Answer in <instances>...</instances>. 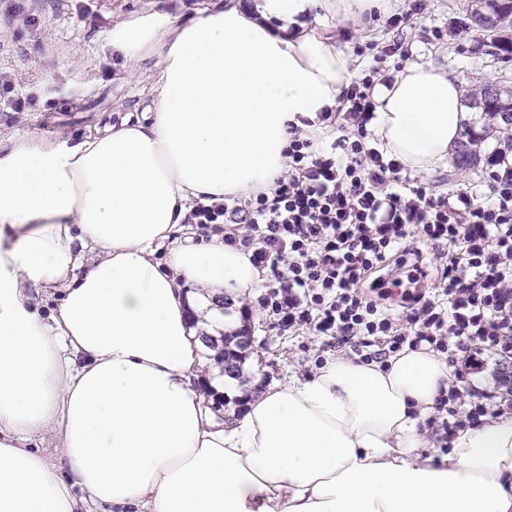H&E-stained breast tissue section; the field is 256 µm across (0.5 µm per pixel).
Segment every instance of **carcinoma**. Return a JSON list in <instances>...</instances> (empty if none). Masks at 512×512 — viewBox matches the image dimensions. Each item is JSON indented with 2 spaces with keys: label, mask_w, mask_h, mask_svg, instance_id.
<instances>
[{
  "label": "carcinoma",
  "mask_w": 512,
  "mask_h": 512,
  "mask_svg": "<svg viewBox=\"0 0 512 512\" xmlns=\"http://www.w3.org/2000/svg\"><path fill=\"white\" fill-rule=\"evenodd\" d=\"M465 26L474 33L484 53L507 63L512 40L502 33L512 29V0H468ZM468 108L480 114L481 127L466 124L458 146V161L470 167L478 160L477 146L486 133H498L512 143V89L501 78L489 79L469 91Z\"/></svg>",
  "instance_id": "carcinoma-1"
}]
</instances>
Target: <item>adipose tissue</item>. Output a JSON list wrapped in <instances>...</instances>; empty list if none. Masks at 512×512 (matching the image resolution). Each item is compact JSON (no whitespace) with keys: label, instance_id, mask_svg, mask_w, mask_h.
<instances>
[{"label":"adipose tissue","instance_id":"adipose-tissue-1","mask_svg":"<svg viewBox=\"0 0 512 512\" xmlns=\"http://www.w3.org/2000/svg\"><path fill=\"white\" fill-rule=\"evenodd\" d=\"M382 3L226 0L181 24L126 20L113 51L157 58L142 112L75 144L0 142V512H512V415L458 431L441 461L419 453L453 380L433 350L328 359L221 423L196 388L202 336L239 326L218 299L250 300L264 272L223 234L196 238L192 204L270 187L289 123L338 106L349 60L306 16L359 23ZM461 97L411 61L374 86L371 127L429 173L471 118ZM40 292L57 307L42 312ZM49 431L54 458L35 445Z\"/></svg>","mask_w":512,"mask_h":512}]
</instances>
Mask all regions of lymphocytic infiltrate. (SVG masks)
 Wrapping results in <instances>:
<instances>
[{"label":"lymphocytic infiltrate","mask_w":512,"mask_h":512,"mask_svg":"<svg viewBox=\"0 0 512 512\" xmlns=\"http://www.w3.org/2000/svg\"><path fill=\"white\" fill-rule=\"evenodd\" d=\"M389 57L410 54L400 41L384 46L318 129L290 127L287 168L270 191L206 197L187 221L203 234L223 226L225 242L250 250L269 274L259 303L279 330L350 345L366 363L424 345L447 355L455 383L444 408L462 399L483 354L512 359V162L492 157L481 188L442 195L387 158L368 125ZM428 247L434 290L393 312V289L427 278ZM394 257L410 261L406 279L381 277Z\"/></svg>","instance_id":"lymphocytic-infiltrate-1"}]
</instances>
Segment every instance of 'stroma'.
<instances>
[{"instance_id":"stroma-1","label":"stroma","mask_w":512,"mask_h":512,"mask_svg":"<svg viewBox=\"0 0 512 512\" xmlns=\"http://www.w3.org/2000/svg\"><path fill=\"white\" fill-rule=\"evenodd\" d=\"M224 0H0V77L25 96L23 111L0 112V139L28 135L48 141L74 142L118 122L122 113L140 110L150 99L155 57L126 62L113 54V27L134 16L166 14L180 19L197 16ZM421 14L402 28L385 21L358 26L338 16H321L315 28L330 32L349 59L350 74L367 67L370 56L354 52L357 44L385 46L405 41L412 59L424 60L455 75L462 87L483 83L495 71L512 75V62L501 64L475 51L463 37L465 0H423ZM497 137L480 146V161L459 168L455 160L425 174L422 180L436 194H447L480 180L489 156L503 151ZM255 341L244 351L241 384L225 388L223 413L240 411L239 398L272 380L306 376L319 360L349 354V346L326 344L304 334H280L257 300L238 305Z\"/></svg>"}]
</instances>
